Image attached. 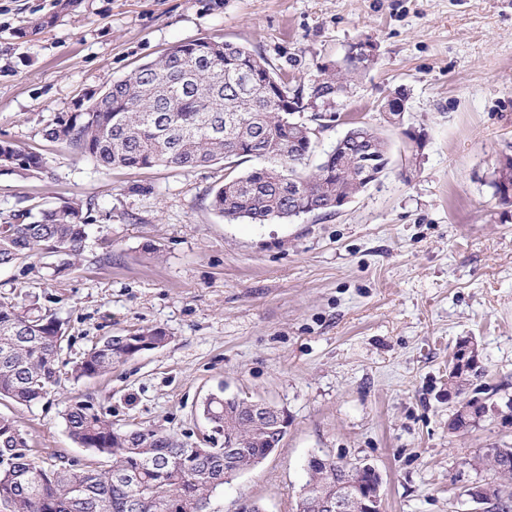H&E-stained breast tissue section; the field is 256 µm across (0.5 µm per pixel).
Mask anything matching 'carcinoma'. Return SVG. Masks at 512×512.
Instances as JSON below:
<instances>
[{
	"label": "carcinoma",
	"mask_w": 512,
	"mask_h": 512,
	"mask_svg": "<svg viewBox=\"0 0 512 512\" xmlns=\"http://www.w3.org/2000/svg\"><path fill=\"white\" fill-rule=\"evenodd\" d=\"M78 0H54L47 13L26 18L16 31L34 36L54 26ZM308 86L289 85L264 57L245 46L201 37L179 43L126 77L94 92L89 112L58 114L43 136L93 159L101 169L182 171L230 161L259 165L231 172L208 194L212 211L230 220L264 224L289 218L296 207L330 212L329 202L360 191L359 154L331 150L327 162L309 169L314 144L298 137L288 98L299 113L328 111L336 91L348 90L336 65H320ZM41 154L0 141V172L21 177L43 171ZM91 203L74 200L30 210L0 212V266L43 254L64 255L59 274L81 260L88 237ZM65 323L53 314L27 317L18 303L0 297V401L30 408L60 383ZM169 341L158 327L107 336L73 362L71 376L93 378L112 366ZM250 399L211 395L204 414L223 442L238 449L235 467L248 471L266 454L269 438L256 425ZM63 419L78 445L112 458L107 469H74L59 456L48 466L36 462L16 421L0 414V501L11 512H215L212 499L224 489V458L195 452L171 433L117 429L100 403L88 396L66 407ZM488 467L485 512H512V446L474 457ZM356 463L313 455L307 463L305 501L351 496L343 485Z\"/></svg>",
	"instance_id": "carcinoma-1"
}]
</instances>
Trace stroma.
Wrapping results in <instances>:
<instances>
[{
    "mask_svg": "<svg viewBox=\"0 0 512 512\" xmlns=\"http://www.w3.org/2000/svg\"><path fill=\"white\" fill-rule=\"evenodd\" d=\"M53 0H0V140L43 155L46 168L0 173V211L92 204L76 267L50 258L0 267V296L65 322L62 356L147 326L169 341L100 377L62 375L32 408L0 404L38 461L60 453L105 468L74 443L62 414L86 394L114 426L157 428L199 445L202 403L219 391L285 410L287 433L262 464L215 500L240 498L293 512L310 455L376 468L381 512H462L464 491L487 478L472 459L512 445L492 417L449 429L456 402L448 371L469 338L483 375L469 396L512 398V203L489 186L512 154V0H80L35 37H15ZM199 37L231 41L275 70L311 82L317 65H343L352 43L377 46L336 102L313 162L366 122L389 144L381 178L340 211L289 221H227L208 206L223 164L102 173L44 139L55 114L123 78L141 62ZM404 91L406 126L424 137L411 153L379 101Z\"/></svg>",
    "mask_w": 512,
    "mask_h": 512,
    "instance_id": "stroma-1",
    "label": "stroma"
}]
</instances>
